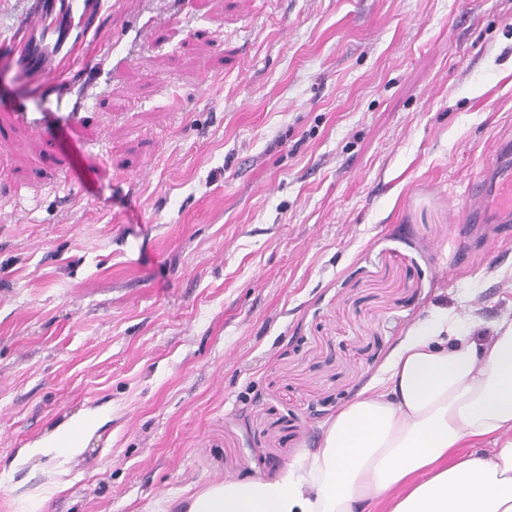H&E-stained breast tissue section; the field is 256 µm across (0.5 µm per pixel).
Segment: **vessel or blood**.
Wrapping results in <instances>:
<instances>
[{"instance_id":"b4317fda","label":"vessel or blood","mask_w":512,"mask_h":512,"mask_svg":"<svg viewBox=\"0 0 512 512\" xmlns=\"http://www.w3.org/2000/svg\"><path fill=\"white\" fill-rule=\"evenodd\" d=\"M127 0H89L83 19L86 32L78 41L69 44L58 55L53 74L65 81L73 59L94 57L93 31L95 17L104 7L123 10ZM70 0H31V6L6 41L16 56L29 57L35 50V33L57 28ZM474 211L478 222L484 224L512 223V140L500 141L497 155L488 162L486 176L471 188Z\"/></svg>"}]
</instances>
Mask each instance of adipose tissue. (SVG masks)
<instances>
[{
	"mask_svg": "<svg viewBox=\"0 0 512 512\" xmlns=\"http://www.w3.org/2000/svg\"><path fill=\"white\" fill-rule=\"evenodd\" d=\"M479 324L434 311L318 448L275 478L214 482L152 512H512V316L484 342Z\"/></svg>",
	"mask_w": 512,
	"mask_h": 512,
	"instance_id": "ef3b65f1",
	"label": "adipose tissue"
}]
</instances>
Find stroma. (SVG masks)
Here are the masks:
<instances>
[{
	"label": "stroma",
	"mask_w": 512,
	"mask_h": 512,
	"mask_svg": "<svg viewBox=\"0 0 512 512\" xmlns=\"http://www.w3.org/2000/svg\"><path fill=\"white\" fill-rule=\"evenodd\" d=\"M131 0L89 74L0 43V512L273 478L437 309L512 314V0ZM53 141L11 112L71 111ZM92 423L61 465L27 455ZM474 219L483 224L512 223V140H502L487 163L486 177L471 188ZM496 201L489 207L490 201Z\"/></svg>",
	"instance_id": "stroma-1"
}]
</instances>
